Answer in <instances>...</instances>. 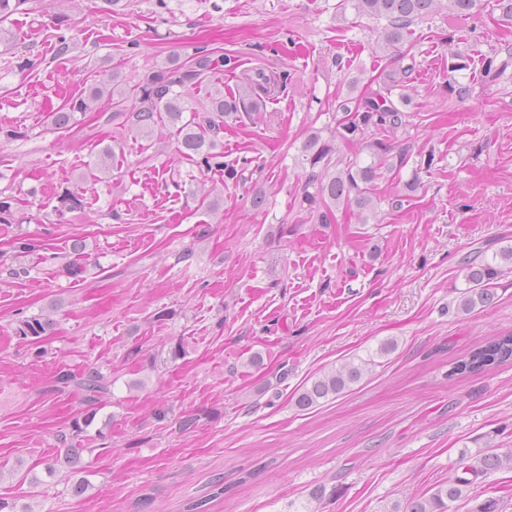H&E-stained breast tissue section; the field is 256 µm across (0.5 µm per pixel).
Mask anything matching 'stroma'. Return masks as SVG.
<instances>
[{"label": "stroma", "mask_w": 512, "mask_h": 512, "mask_svg": "<svg viewBox=\"0 0 512 512\" xmlns=\"http://www.w3.org/2000/svg\"><path fill=\"white\" fill-rule=\"evenodd\" d=\"M95 2L41 0L14 15L0 52V192L28 217L0 224V498L17 512H404L462 454L512 448V365L449 374L512 333L510 273L492 304L448 309L464 261L512 245V66L484 72L512 47L496 0L475 22L442 10L412 26L406 138L436 161L377 180L366 224L345 209L319 223L297 193L306 138H330L337 95L389 65L374 51L379 21L339 15L341 0H168L162 14L131 0L112 16ZM61 16L75 44L63 58ZM200 44L288 77L279 100L220 134L225 161L248 160L252 179L197 171L169 125L154 148L92 112L68 132L48 123L85 85L116 71L132 86ZM453 49L469 62L463 97L448 86ZM33 54L44 65L23 70ZM67 190L84 209H59ZM22 238L39 250L16 249ZM19 266L28 275H9ZM33 315L52 324L36 345L14 334ZM386 340L396 350L349 391L296 407L308 379ZM88 367L112 381L95 409L53 389ZM187 413L197 425L183 430ZM89 414L79 464L57 462V434Z\"/></svg>", "instance_id": "obj_1"}]
</instances>
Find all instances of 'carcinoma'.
<instances>
[{"label":"carcinoma","instance_id":"obj_1","mask_svg":"<svg viewBox=\"0 0 512 512\" xmlns=\"http://www.w3.org/2000/svg\"><path fill=\"white\" fill-rule=\"evenodd\" d=\"M36 0H0V45L11 49L4 23L20 13L30 15L35 11ZM480 0H343L362 17L384 20L376 48L394 59V67L382 70L376 78L378 88L355 96L336 98L335 109L341 114L333 133L338 142L357 141L367 159L360 155L344 157L334 144L319 133L311 134L304 142L302 153L310 168V174L298 189L300 205L316 215L322 224L335 218L337 208L356 209L362 223L377 218L378 203L374 184L382 172H396L408 162L410 146L395 149L389 141L377 137L379 132L397 134L410 123L412 104L409 95L396 89L405 87L415 70V58L401 50L410 34L411 27L444 8L454 17L471 18L477 13ZM56 56L68 54L73 45L66 35V20L60 18L54 24ZM240 59L234 54L198 48L187 59L172 57L132 86L130 91L115 93L120 86L119 74L112 73V92H107L106 81L90 86L80 96L73 97L53 114L51 125L58 131L69 130L84 123L88 112L97 111V105L108 98L112 112L106 121H121L134 137H151L156 125L166 122L176 129L180 137V152L200 170L213 169L224 172V180L238 182L242 169L224 162V150L220 140L224 120L248 117L258 111L268 100L275 99L286 89L287 77H277L263 69L245 76L235 92L226 95L219 87L209 92V102L202 109L190 106L187 90L203 83L212 75L239 68ZM192 116L184 119V113ZM25 217L13 209L12 198L0 196V224H22ZM500 258L505 265L486 259L477 263L464 262L463 271L467 287L459 296L457 311L470 313L476 307L488 305L493 297L496 280L512 269V246L502 250ZM49 320L30 316L18 322L15 334L38 341L50 330ZM397 343L393 340L380 345L375 353H367L359 362H346L315 378L296 397L297 407L305 410L317 406L320 401L334 399L360 382L366 371L378 364L376 358L393 352ZM512 364V333L493 339L471 350L467 357L454 363L448 376L486 371L503 364ZM57 383L79 390L84 400L98 405L110 392L112 381L97 368L82 373H64ZM512 468V450L488 452L473 460L461 458L448 484L438 487L428 497L411 500L405 512H447L448 503L457 501L463 494L483 482L491 472L504 467Z\"/></svg>","mask_w":512,"mask_h":512}]
</instances>
